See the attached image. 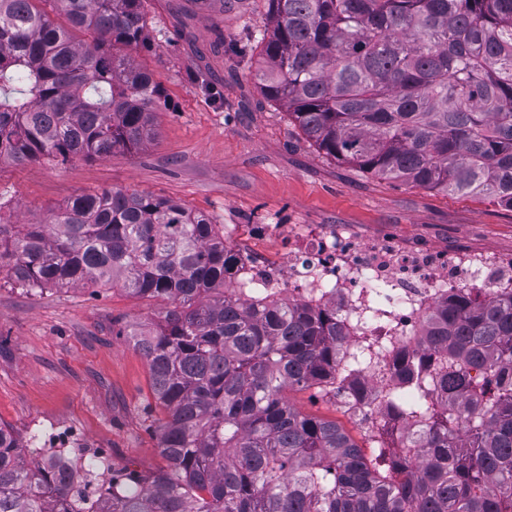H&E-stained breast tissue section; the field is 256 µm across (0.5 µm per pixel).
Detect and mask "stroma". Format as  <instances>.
Segmentation results:
<instances>
[{"mask_svg": "<svg viewBox=\"0 0 512 512\" xmlns=\"http://www.w3.org/2000/svg\"><path fill=\"white\" fill-rule=\"evenodd\" d=\"M145 45L133 57L165 100L156 138L103 160L0 164L9 220L28 224L72 196L112 188L178 201L223 227L229 247L273 254L255 224L328 229L407 251L446 256L465 248L512 263V210L381 179L310 141L255 78L268 0H143ZM153 300L119 287L21 288L0 276V424L28 440L65 425L114 469L164 466L147 363L117 328H155ZM302 413L342 425L360 446L372 434L334 398L292 388Z\"/></svg>", "mask_w": 512, "mask_h": 512, "instance_id": "35a3bbf8", "label": "stroma"}]
</instances>
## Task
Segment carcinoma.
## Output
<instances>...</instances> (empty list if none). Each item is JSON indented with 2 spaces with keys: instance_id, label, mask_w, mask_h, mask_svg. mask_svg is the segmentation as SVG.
Wrapping results in <instances>:
<instances>
[{
  "instance_id": "obj_1",
  "label": "carcinoma",
  "mask_w": 512,
  "mask_h": 512,
  "mask_svg": "<svg viewBox=\"0 0 512 512\" xmlns=\"http://www.w3.org/2000/svg\"><path fill=\"white\" fill-rule=\"evenodd\" d=\"M256 78L326 154L380 178L512 208V0H268ZM143 0H0V160L144 145L162 94L121 48ZM62 17L67 26L56 22ZM0 273L28 288L118 282L156 300L147 361L166 465L99 459L84 484L0 426V512H512V294L458 290L397 358L399 449L367 458L293 387L336 384V308L247 299L224 232L172 200L85 193L8 224Z\"/></svg>"
}]
</instances>
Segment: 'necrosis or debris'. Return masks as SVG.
Instances as JSON below:
<instances>
[{
    "mask_svg": "<svg viewBox=\"0 0 512 512\" xmlns=\"http://www.w3.org/2000/svg\"><path fill=\"white\" fill-rule=\"evenodd\" d=\"M259 235L277 234L276 258L256 252L240 258L228 281L252 282L268 298L313 308L335 305L349 349L363 351L367 367L338 374L336 399L362 424L383 425L381 413L397 352L415 347L424 316L437 297L481 287L494 295L512 289V271L481 253L444 259L401 252L384 242H361L329 233L297 239L285 224H258Z\"/></svg>",
    "mask_w": 512,
    "mask_h": 512,
    "instance_id": "obj_1",
    "label": "necrosis or debris"
}]
</instances>
